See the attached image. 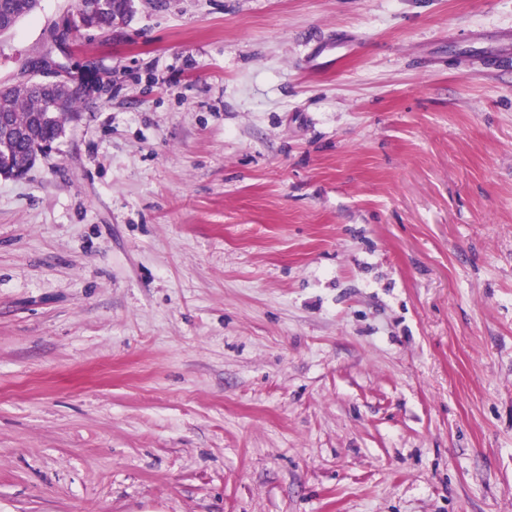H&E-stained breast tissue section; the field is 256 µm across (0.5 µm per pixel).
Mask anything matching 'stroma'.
Here are the masks:
<instances>
[{"label":"stroma","instance_id":"obj_1","mask_svg":"<svg viewBox=\"0 0 512 512\" xmlns=\"http://www.w3.org/2000/svg\"><path fill=\"white\" fill-rule=\"evenodd\" d=\"M505 30L135 0L57 54L79 118L0 180V512H512Z\"/></svg>","mask_w":512,"mask_h":512}]
</instances>
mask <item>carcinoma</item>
Here are the masks:
<instances>
[{"label":"carcinoma","mask_w":512,"mask_h":512,"mask_svg":"<svg viewBox=\"0 0 512 512\" xmlns=\"http://www.w3.org/2000/svg\"><path fill=\"white\" fill-rule=\"evenodd\" d=\"M115 8L106 10L91 22L104 27L117 16H126L131 10L126 8L127 0H107ZM40 7V0H0V35L12 30L23 19L33 15ZM6 100L9 102V116L17 127H28L37 117L43 118L40 135L46 138H59L65 132L66 124L78 117L76 100L62 91L56 92L54 100L47 99L40 84L21 82L7 87ZM30 145L19 143L11 148L10 155L0 160V165L10 168H25L29 164Z\"/></svg>","instance_id":"cac0c4a2"}]
</instances>
